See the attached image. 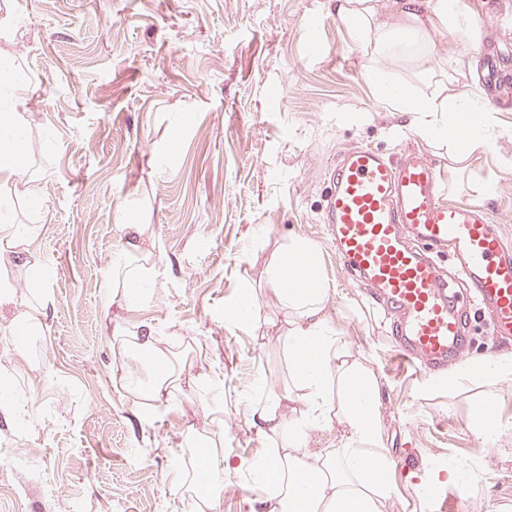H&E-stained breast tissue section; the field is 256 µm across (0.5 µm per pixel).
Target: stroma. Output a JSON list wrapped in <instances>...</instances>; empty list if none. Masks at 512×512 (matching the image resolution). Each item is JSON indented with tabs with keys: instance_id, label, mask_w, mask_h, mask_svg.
I'll return each instance as SVG.
<instances>
[{
	"instance_id": "1",
	"label": "stroma",
	"mask_w": 512,
	"mask_h": 512,
	"mask_svg": "<svg viewBox=\"0 0 512 512\" xmlns=\"http://www.w3.org/2000/svg\"><path fill=\"white\" fill-rule=\"evenodd\" d=\"M462 9L469 39L439 27L421 57L380 63L427 96L439 87L417 80L422 68L457 69L458 91L493 107L489 144L461 166L380 97L333 0H0V54L39 85L26 103L33 154L14 184L16 210L41 225L30 248L53 268L46 335L24 354L0 340L15 405L0 414V450L13 452L0 457V512H188L201 476L190 432L218 442L219 512H250L259 489L247 466L268 452L250 425L252 391L258 378H286L262 270L295 237L316 245L326 315L379 381L386 512H439L420 477L450 462L466 480L460 512H512V378L451 387L396 358L382 311L345 279L322 222L342 151L413 148L438 163L449 199L486 206L512 243V0ZM489 54L503 58L492 92ZM125 208L152 225L161 272L155 300L131 312L108 302ZM248 288L260 292L255 323L227 321ZM107 307L126 327L154 324L177 353L172 397L146 406L121 385ZM487 398L504 426L494 439L471 418Z\"/></svg>"
}]
</instances>
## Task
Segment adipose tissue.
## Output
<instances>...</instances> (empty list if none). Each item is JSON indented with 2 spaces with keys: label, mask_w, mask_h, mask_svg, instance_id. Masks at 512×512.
<instances>
[{
  "label": "adipose tissue",
  "mask_w": 512,
  "mask_h": 512,
  "mask_svg": "<svg viewBox=\"0 0 512 512\" xmlns=\"http://www.w3.org/2000/svg\"><path fill=\"white\" fill-rule=\"evenodd\" d=\"M398 13L385 20L387 10ZM337 18L355 33L372 59L410 54L423 46L430 28L445 26L469 34L472 20L449 9L448 0H336ZM370 81L387 101L418 116L415 130L431 139H448L455 163L486 143L491 106L483 99L448 92L440 99L420 95L407 82L392 81L380 68H370ZM34 88L28 76L0 59V267L22 269L26 291L14 280L0 277V309L11 311L8 336L35 337L46 328L51 298L42 262L28 245L40 225L20 223L14 198L7 190L29 164L32 140L24 112ZM465 124L461 135L449 136L450 120ZM125 240L112 279L120 286L118 299L128 309L152 302L159 267L145 244L152 237L149 225L124 210L120 213ZM287 330L283 346L287 381L281 388L262 391L252 414L257 433L271 442L267 459L252 464L255 480L269 487L259 498V512H384L391 491V461L379 427V387L366 358L352 353L337 336L326 316L330 290L321 272L315 245L296 238L275 250L264 269ZM117 352L136 360L142 376L132 378L126 364L119 376L124 386L150 405L177 387L181 369L171 349L160 347L156 328L141 323L128 330L113 326ZM512 376V352L485 356L448 375L455 386L475 378L495 381ZM344 424L339 442L311 449L314 429Z\"/></svg>",
  "instance_id": "1"
}]
</instances>
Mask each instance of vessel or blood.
Wrapping results in <instances>:
<instances>
[{
  "mask_svg": "<svg viewBox=\"0 0 512 512\" xmlns=\"http://www.w3.org/2000/svg\"><path fill=\"white\" fill-rule=\"evenodd\" d=\"M323 222L347 280L394 316L397 357L437 373L467 347V294L494 336L512 340V244L479 204L447 200L440 170L407 151L344 150L329 173ZM450 252L452 272L438 255Z\"/></svg>",
  "mask_w": 512,
  "mask_h": 512,
  "instance_id": "1",
  "label": "vessel or blood"
}]
</instances>
